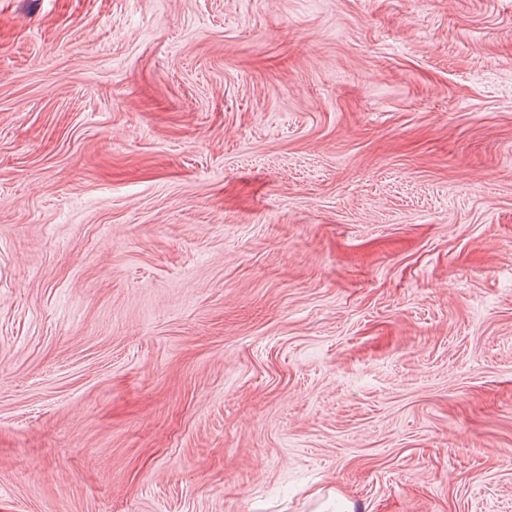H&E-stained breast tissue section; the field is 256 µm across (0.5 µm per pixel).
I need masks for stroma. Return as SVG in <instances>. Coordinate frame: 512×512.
<instances>
[{
	"label": "stroma",
	"mask_w": 512,
	"mask_h": 512,
	"mask_svg": "<svg viewBox=\"0 0 512 512\" xmlns=\"http://www.w3.org/2000/svg\"><path fill=\"white\" fill-rule=\"evenodd\" d=\"M512 512V0H0V512Z\"/></svg>",
	"instance_id": "35a3bbf8"
}]
</instances>
